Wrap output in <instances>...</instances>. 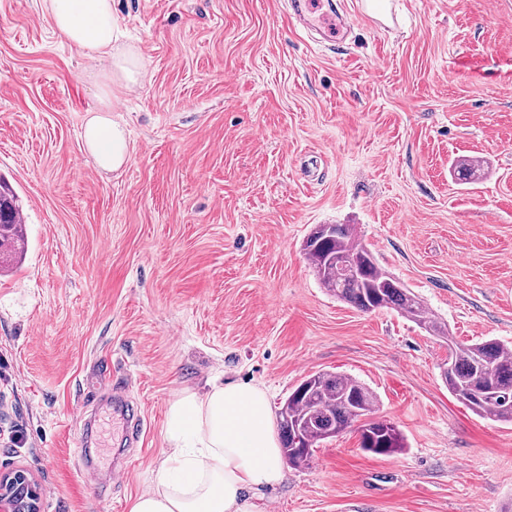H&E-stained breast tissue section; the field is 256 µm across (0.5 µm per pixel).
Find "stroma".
<instances>
[{
  "label": "stroma",
  "mask_w": 512,
  "mask_h": 512,
  "mask_svg": "<svg viewBox=\"0 0 512 512\" xmlns=\"http://www.w3.org/2000/svg\"><path fill=\"white\" fill-rule=\"evenodd\" d=\"M343 5L358 21L329 49L273 0H115L142 69L112 114L129 158L103 172L82 138L101 62L43 0H0V179L28 241L0 272V468L42 512H129L183 388L257 383L276 413L317 371L366 384L405 448L347 428L266 489L276 512H512V423L449 393L447 341L336 300L303 252L354 225L457 341L512 346V0H390L396 32ZM461 159L483 177L458 183ZM107 360L143 433L95 482L78 400Z\"/></svg>",
  "instance_id": "1"
}]
</instances>
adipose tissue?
Instances as JSON below:
<instances>
[{
	"mask_svg": "<svg viewBox=\"0 0 512 512\" xmlns=\"http://www.w3.org/2000/svg\"><path fill=\"white\" fill-rule=\"evenodd\" d=\"M56 35L90 58L105 61L100 97L82 138L95 164L115 171L129 157L126 129L112 118L113 103L138 82L141 62L119 46L112 0H43ZM168 447L156 486L130 512H264V491L284 477L270 401L259 385L212 383L186 388L169 403Z\"/></svg>",
	"mask_w": 512,
	"mask_h": 512,
	"instance_id": "adipose-tissue-1",
	"label": "adipose tissue"
}]
</instances>
